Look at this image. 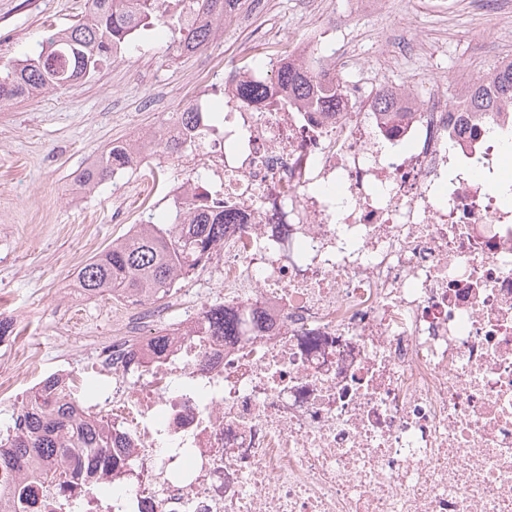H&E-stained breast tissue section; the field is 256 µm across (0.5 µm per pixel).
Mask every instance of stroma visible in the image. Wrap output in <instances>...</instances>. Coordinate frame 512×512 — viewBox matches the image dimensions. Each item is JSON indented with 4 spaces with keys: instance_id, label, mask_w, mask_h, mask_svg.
<instances>
[{
    "instance_id": "1",
    "label": "stroma",
    "mask_w": 512,
    "mask_h": 512,
    "mask_svg": "<svg viewBox=\"0 0 512 512\" xmlns=\"http://www.w3.org/2000/svg\"><path fill=\"white\" fill-rule=\"evenodd\" d=\"M86 0H0V58L30 54L46 27L71 25ZM473 0H452L449 27L436 24L421 0H402L405 29L386 32L365 19L344 34L345 45L371 68L384 67L395 81L404 75L395 57L406 39L426 34L422 72L447 81L449 91L474 81L482 63L472 49L485 38L492 57L501 51L497 17L476 31ZM344 0H267L245 12L204 48L180 55L171 32L140 34L95 78L59 92L0 108V296L22 325L18 346L39 361L46 375L77 367L90 349L112 334L120 300L104 295L73 298L65 289L93 254L123 238L148 217L162 219L165 195L185 174L175 155L146 157L123 171L121 193L103 182L83 197L71 185L117 140H132L161 124L191 100L199 74L213 72L223 93L229 72L249 67L240 48L255 45L267 57L302 38L307 26L326 23Z\"/></svg>"
}]
</instances>
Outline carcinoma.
<instances>
[{"instance_id":"carcinoma-1","label":"carcinoma","mask_w":512,"mask_h":512,"mask_svg":"<svg viewBox=\"0 0 512 512\" xmlns=\"http://www.w3.org/2000/svg\"><path fill=\"white\" fill-rule=\"evenodd\" d=\"M255 0H86V14L63 29H49L38 47L23 59L0 64V106L60 90L98 75L112 56L139 30L164 26L175 34L180 54H191L214 36L208 24L189 23L184 14L223 19L248 10ZM277 86L310 109L331 108L340 87H323L314 63L306 69L288 68ZM469 111L499 113V104L512 103V64L495 71L489 88L468 86ZM129 165L127 149L107 148L88 172L90 184L112 178ZM224 241V207L189 193L163 223L135 224L124 238L112 242L79 271L77 280L85 295L104 293L116 299L140 302L161 300L176 283L198 269L211 249ZM207 321L224 334L233 330L224 306L210 308ZM18 426L0 436V512H32L36 490L64 487L81 478L96 485L83 462L92 457L112 458L121 447L112 422L80 414L74 401L51 377L31 392L16 412ZM39 466L32 484L23 467Z\"/></svg>"}]
</instances>
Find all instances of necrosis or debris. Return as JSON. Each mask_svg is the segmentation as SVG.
<instances>
[{"label":"necrosis or debris","instance_id":"1","mask_svg":"<svg viewBox=\"0 0 512 512\" xmlns=\"http://www.w3.org/2000/svg\"><path fill=\"white\" fill-rule=\"evenodd\" d=\"M324 37L227 76L223 131L208 129L202 77L194 124L137 140L141 154L195 139L181 164L206 179L188 189L223 188L231 222L207 267L235 333L207 329L193 301L163 352L135 347L161 314L137 302L81 369L59 370L127 445L96 470L111 495L74 483L44 497L47 512H512L503 147L465 96L417 72L403 86L371 70L330 112L280 90L238 95ZM0 351L17 366L0 393L43 386L13 337Z\"/></svg>","mask_w":512,"mask_h":512}]
</instances>
